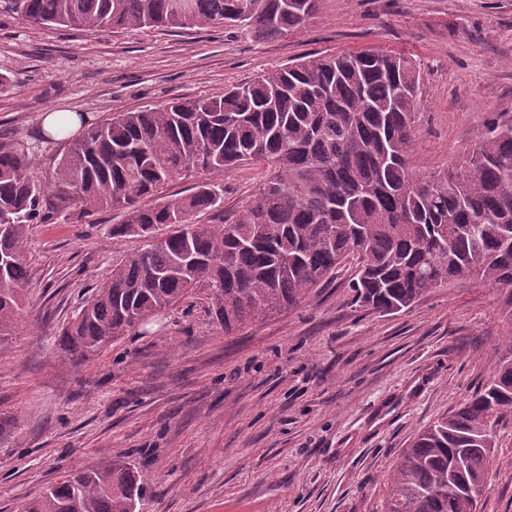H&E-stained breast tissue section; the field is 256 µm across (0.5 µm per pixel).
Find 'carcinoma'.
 <instances>
[{"label":"carcinoma","instance_id":"1","mask_svg":"<svg viewBox=\"0 0 512 512\" xmlns=\"http://www.w3.org/2000/svg\"><path fill=\"white\" fill-rule=\"evenodd\" d=\"M320 0H0L37 25L242 27L275 38L304 27ZM420 75L407 57L366 49L311 57L217 97L83 122L52 180L31 175L27 148L0 141V341L19 329L30 226L103 210L112 238L142 248L60 331L75 365L206 291L209 322L228 335L274 316L348 262L354 305L391 314L434 288L473 281L500 293L508 325L493 378L418 433L392 469L386 512H477L474 487L512 415V118L495 120L462 162L409 167ZM262 164L268 177L230 224H202L224 187L208 175ZM195 178L185 195L165 185ZM144 487L125 462L62 476L23 512H140Z\"/></svg>","mask_w":512,"mask_h":512}]
</instances>
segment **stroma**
Wrapping results in <instances>:
<instances>
[{
    "label": "stroma",
    "mask_w": 512,
    "mask_h": 512,
    "mask_svg": "<svg viewBox=\"0 0 512 512\" xmlns=\"http://www.w3.org/2000/svg\"><path fill=\"white\" fill-rule=\"evenodd\" d=\"M365 49L407 56L422 94L410 162L418 173L463 160L486 123L512 115V0H321L299 32L258 38L220 25L89 33L0 13V137L24 143L50 179L66 139L45 141L51 112L90 120L176 98L215 97L306 56ZM264 168L211 174L215 224L239 216ZM116 211L36 224L20 332L0 342V512L67 471L123 461L146 489L141 512H385L392 466L416 434L486 384L507 330L493 288L451 282L411 308H356L351 267L295 307L231 334L199 296L78 365L54 339L122 252ZM477 512H512V417Z\"/></svg>",
    "instance_id": "1"
}]
</instances>
